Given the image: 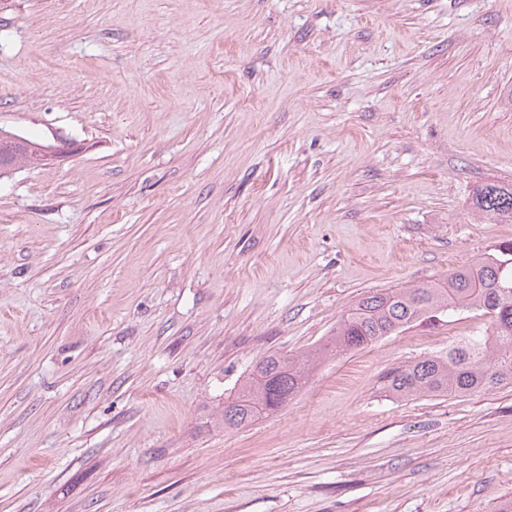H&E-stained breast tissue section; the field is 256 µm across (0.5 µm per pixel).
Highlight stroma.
<instances>
[{"mask_svg":"<svg viewBox=\"0 0 512 512\" xmlns=\"http://www.w3.org/2000/svg\"><path fill=\"white\" fill-rule=\"evenodd\" d=\"M0 127L66 153L0 175V512L512 500V384L383 388L485 330L477 311L213 423L364 294L512 242L472 210L512 186V0H6Z\"/></svg>","mask_w":512,"mask_h":512,"instance_id":"obj_1","label":"stroma"}]
</instances>
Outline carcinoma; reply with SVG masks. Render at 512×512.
<instances>
[{
  "label": "carcinoma",
  "instance_id": "cac0c4a2",
  "mask_svg": "<svg viewBox=\"0 0 512 512\" xmlns=\"http://www.w3.org/2000/svg\"><path fill=\"white\" fill-rule=\"evenodd\" d=\"M22 144L0 147V171L41 159L44 144L18 135ZM473 206L485 219L512 221V186L488 183L474 192ZM463 308L491 319L489 332L465 341L446 357H429L389 371L385 388L405 398L421 393L467 395L512 384V243L452 273L444 282L368 293L343 316L336 335L300 356L261 359L264 373L252 372L224 401L220 423L247 427L281 409L305 384L310 365L327 355L356 349L413 323L439 320Z\"/></svg>",
  "mask_w": 512,
  "mask_h": 512
}]
</instances>
